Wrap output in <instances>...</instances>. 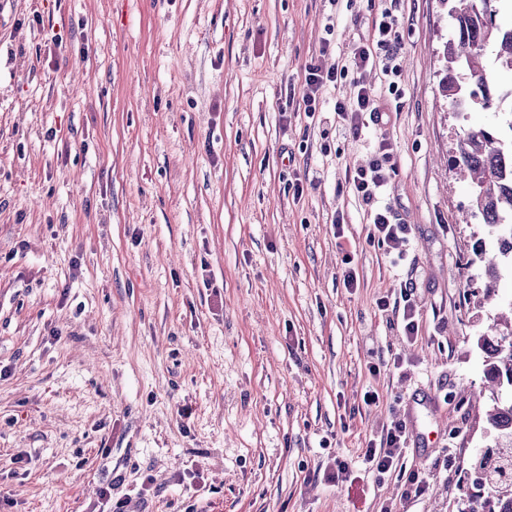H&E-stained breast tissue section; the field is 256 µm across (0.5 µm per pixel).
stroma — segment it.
<instances>
[{
    "label": "stroma",
    "mask_w": 512,
    "mask_h": 512,
    "mask_svg": "<svg viewBox=\"0 0 512 512\" xmlns=\"http://www.w3.org/2000/svg\"><path fill=\"white\" fill-rule=\"evenodd\" d=\"M384 7L397 73L348 71L312 116L289 104L309 66L372 43ZM384 7L0 0V512H98L107 484L125 512H457L496 444L478 340L512 279L471 263L488 227L463 223L448 159L500 116L448 110L440 0ZM360 77L387 118L356 140L335 105ZM381 138L402 257L345 181ZM405 281L412 343L377 307ZM395 415L438 434L399 462L425 473L418 499L362 462Z\"/></svg>",
    "instance_id": "stroma-1"
}]
</instances>
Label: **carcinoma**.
I'll return each mask as SVG.
<instances>
[{
	"mask_svg": "<svg viewBox=\"0 0 512 512\" xmlns=\"http://www.w3.org/2000/svg\"><path fill=\"white\" fill-rule=\"evenodd\" d=\"M455 10L454 29L442 45L445 75L441 80L449 108H490L496 97L493 74L512 73V26L497 23L494 0H441ZM451 163L467 183L471 216L495 228L496 248L488 253L479 246L477 259L496 280L505 271L512 277V146L498 137V127L471 130L456 143ZM488 373L501 391L512 393V340H497L489 351ZM487 421L501 439L496 448L476 458L466 483L477 490L466 512H512V398L494 405Z\"/></svg>",
	"mask_w": 512,
	"mask_h": 512,
	"instance_id": "obj_1",
	"label": "carcinoma"
}]
</instances>
